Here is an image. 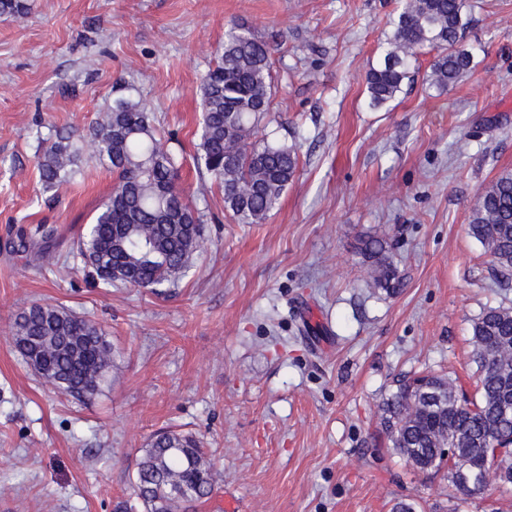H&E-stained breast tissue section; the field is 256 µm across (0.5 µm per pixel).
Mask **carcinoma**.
I'll list each match as a JSON object with an SVG mask.
<instances>
[{
    "mask_svg": "<svg viewBox=\"0 0 512 512\" xmlns=\"http://www.w3.org/2000/svg\"><path fill=\"white\" fill-rule=\"evenodd\" d=\"M27 0H0V20L27 13ZM471 21L469 0H398L384 32L387 50L365 75L368 106L382 109L413 80L418 56L436 52L427 79L445 92L473 68L465 44ZM272 52L253 28L224 33L218 58L200 87L198 142L193 161L219 185L224 209L240 224H261L294 180L295 145L282 142L273 111ZM36 167L45 193L58 189L95 163L115 175L112 190L78 234L82 269L103 288H169L178 284L199 253L204 227L180 187L181 161L162 142L145 103L118 98L77 135L56 128L36 133ZM470 234L490 257L496 280L512 286V171L478 192ZM44 224L19 234L18 252L44 269L60 264ZM360 254L373 262L375 284L400 287L386 242L369 237ZM22 357L41 359V376L78 398L101 390L112 364L103 329L62 306L34 303L11 326ZM476 395L468 399L455 380L432 372L399 379L379 406L380 426L393 450L419 472L443 475L466 496H480L490 482L512 485V307L483 311L472 325ZM213 463L189 435L164 431L154 437L138 464L134 495L144 512H174L213 492Z\"/></svg>",
    "mask_w": 512,
    "mask_h": 512,
    "instance_id": "1",
    "label": "carcinoma"
}]
</instances>
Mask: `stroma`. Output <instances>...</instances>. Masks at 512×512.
I'll list each match as a JSON object with an SVG mask.
<instances>
[{
    "mask_svg": "<svg viewBox=\"0 0 512 512\" xmlns=\"http://www.w3.org/2000/svg\"><path fill=\"white\" fill-rule=\"evenodd\" d=\"M0 22V512H142L132 482L158 430L198 438L214 491L195 512H512V489L463 499L406 465L378 406L402 376L475 394L472 324L512 305L468 232L478 191L512 170V0H470L472 70L447 92L420 73L369 108L365 73L385 52L396 0H29ZM273 49L280 135L299 168L260 224H239L191 161L203 75L236 24ZM131 95L174 135L203 246L174 287L101 288L39 268L16 232L58 227L68 251L114 183L87 164L43 194L36 128L87 131ZM387 240L403 278L375 287L359 254ZM60 305L106 332L98 394L49 386L14 347L15 315Z\"/></svg>",
    "mask_w": 512,
    "mask_h": 512,
    "instance_id": "1",
    "label": "stroma"
}]
</instances>
